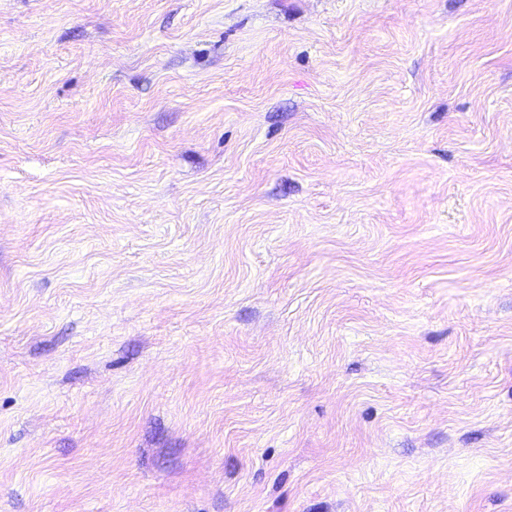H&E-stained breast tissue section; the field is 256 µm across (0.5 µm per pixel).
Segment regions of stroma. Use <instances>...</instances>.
Listing matches in <instances>:
<instances>
[{"label": "stroma", "mask_w": 512, "mask_h": 512, "mask_svg": "<svg viewBox=\"0 0 512 512\" xmlns=\"http://www.w3.org/2000/svg\"><path fill=\"white\" fill-rule=\"evenodd\" d=\"M0 512H512V0H0Z\"/></svg>", "instance_id": "35a3bbf8"}]
</instances>
